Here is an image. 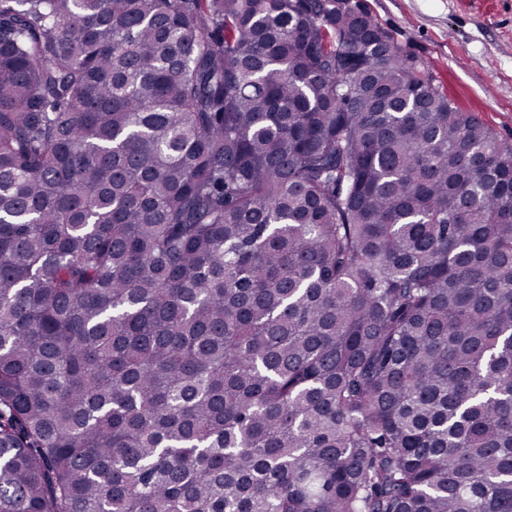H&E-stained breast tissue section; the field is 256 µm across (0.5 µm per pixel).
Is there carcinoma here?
<instances>
[{
  "mask_svg": "<svg viewBox=\"0 0 512 512\" xmlns=\"http://www.w3.org/2000/svg\"><path fill=\"white\" fill-rule=\"evenodd\" d=\"M0 512H512V145L357 0H0Z\"/></svg>",
  "mask_w": 512,
  "mask_h": 512,
  "instance_id": "cac0c4a2",
  "label": "carcinoma"
}]
</instances>
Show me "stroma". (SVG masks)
Wrapping results in <instances>:
<instances>
[{
    "instance_id": "35a3bbf8",
    "label": "stroma",
    "mask_w": 512,
    "mask_h": 512,
    "mask_svg": "<svg viewBox=\"0 0 512 512\" xmlns=\"http://www.w3.org/2000/svg\"><path fill=\"white\" fill-rule=\"evenodd\" d=\"M462 111L512 144V0H361Z\"/></svg>"
}]
</instances>
